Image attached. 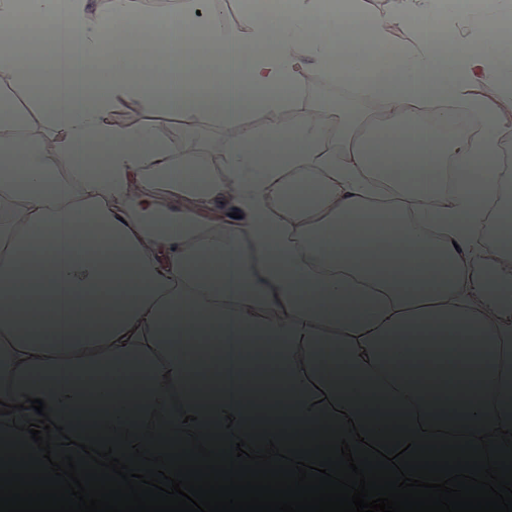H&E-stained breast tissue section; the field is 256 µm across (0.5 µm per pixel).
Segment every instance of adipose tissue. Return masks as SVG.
<instances>
[{
	"label": "adipose tissue",
	"mask_w": 512,
	"mask_h": 512,
	"mask_svg": "<svg viewBox=\"0 0 512 512\" xmlns=\"http://www.w3.org/2000/svg\"><path fill=\"white\" fill-rule=\"evenodd\" d=\"M238 7L229 27L224 0H179L178 27L205 34L221 91L176 100L114 47L124 29L159 27L143 0H27L57 33V62L35 107L0 94V401L13 407L0 430L30 444V397L101 450L187 431L252 443L352 424L512 429L507 32L481 19V50L464 32L445 62L425 24L438 0H390L374 17L368 0H286L274 24ZM351 26L404 60L365 71L374 111H288L310 75L341 73ZM98 60L108 74L92 89L81 65ZM226 204L247 223L197 222ZM227 328L246 349L267 341L241 375L269 369L287 387L277 425L247 385L218 406L197 393L223 368ZM138 368L133 413L114 409L104 430L77 419L88 372L119 385ZM463 381L476 409L457 405Z\"/></svg>",
	"instance_id": "adipose-tissue-1"
}]
</instances>
